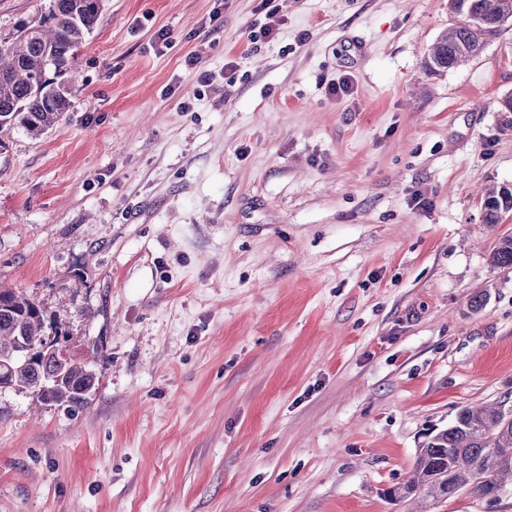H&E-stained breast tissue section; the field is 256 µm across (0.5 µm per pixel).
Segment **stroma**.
Segmentation results:
<instances>
[{
	"label": "stroma",
	"mask_w": 512,
	"mask_h": 512,
	"mask_svg": "<svg viewBox=\"0 0 512 512\" xmlns=\"http://www.w3.org/2000/svg\"><path fill=\"white\" fill-rule=\"evenodd\" d=\"M259 5L104 0L64 121L0 147V285L106 345L75 415L0 395V512H404L427 432L512 404V25L432 75L448 0H271L252 44ZM483 208L488 224H497L502 212L512 210V190L506 187H488L484 193Z\"/></svg>",
	"instance_id": "obj_1"
}]
</instances>
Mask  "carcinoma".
<instances>
[{
  "label": "carcinoma",
  "mask_w": 512,
  "mask_h": 512,
  "mask_svg": "<svg viewBox=\"0 0 512 512\" xmlns=\"http://www.w3.org/2000/svg\"><path fill=\"white\" fill-rule=\"evenodd\" d=\"M465 5L476 22L453 21L431 46L425 67L434 75L478 56L500 32L505 11L512 10L509 0H465ZM102 8L103 0H49L45 11L23 23L13 38L0 41V144L1 137L19 128L37 139L63 119L77 88L72 60ZM483 208L487 223H499L501 214L512 210V190L486 188ZM490 263L512 267V236L499 238ZM60 338L71 341L43 304L0 287V393L26 394L68 413L84 408L86 393L98 381L95 363L104 345L59 361L50 350ZM25 342L35 350L32 360L18 357ZM510 482L512 413H505L502 402L465 406L452 425L430 434L418 449L408 480L393 488L391 500L425 508L471 485L474 496L495 500Z\"/></svg>",
  "instance_id": "cac0c4a2"
}]
</instances>
